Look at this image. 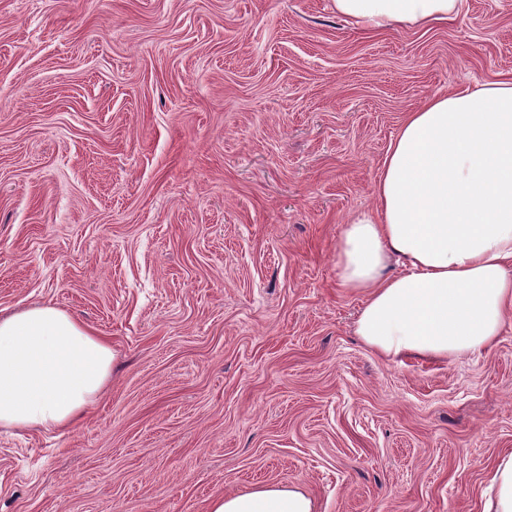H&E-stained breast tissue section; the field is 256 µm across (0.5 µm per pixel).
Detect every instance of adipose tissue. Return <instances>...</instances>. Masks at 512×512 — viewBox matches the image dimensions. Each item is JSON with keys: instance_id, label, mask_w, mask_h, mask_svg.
<instances>
[{"instance_id": "ef3b65f1", "label": "adipose tissue", "mask_w": 512, "mask_h": 512, "mask_svg": "<svg viewBox=\"0 0 512 512\" xmlns=\"http://www.w3.org/2000/svg\"><path fill=\"white\" fill-rule=\"evenodd\" d=\"M363 30L448 19L459 0H332ZM375 207L344 224L341 287L365 294L356 333L387 357L454 360L512 325V81L427 99L408 113L373 186ZM112 349L51 306L0 313V428L65 430L99 402ZM208 512H315L296 488L214 498ZM483 512H512V453L497 463Z\"/></svg>"}]
</instances>
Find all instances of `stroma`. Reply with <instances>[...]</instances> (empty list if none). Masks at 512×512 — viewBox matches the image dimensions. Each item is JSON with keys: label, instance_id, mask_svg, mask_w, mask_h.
Instances as JSON below:
<instances>
[{"label": "stroma", "instance_id": "1", "mask_svg": "<svg viewBox=\"0 0 512 512\" xmlns=\"http://www.w3.org/2000/svg\"><path fill=\"white\" fill-rule=\"evenodd\" d=\"M512 80V0L360 31L331 0H0V311L55 305L112 380L0 432V512H482L512 326L442 363L355 334L336 244L407 112ZM208 512H315L313 500L287 486L266 485L214 498Z\"/></svg>", "mask_w": 512, "mask_h": 512}]
</instances>
